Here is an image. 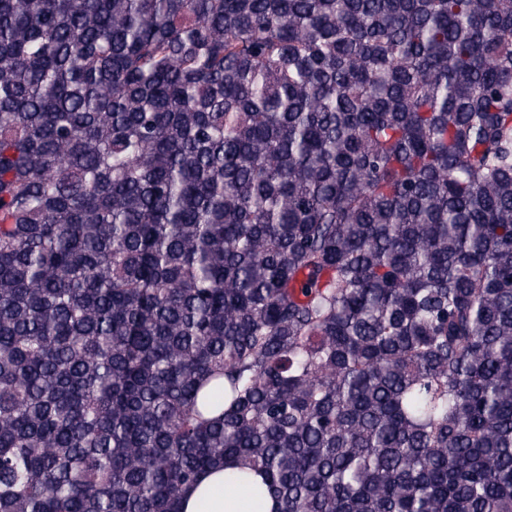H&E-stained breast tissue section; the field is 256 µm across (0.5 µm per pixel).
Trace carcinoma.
<instances>
[{
    "mask_svg": "<svg viewBox=\"0 0 512 512\" xmlns=\"http://www.w3.org/2000/svg\"><path fill=\"white\" fill-rule=\"evenodd\" d=\"M512 512V0H0V512ZM236 470L208 469L187 487L180 498L179 512H273L274 501L265 492L261 476L251 475V484L232 487L226 482Z\"/></svg>",
    "mask_w": 512,
    "mask_h": 512,
    "instance_id": "cac0c4a2",
    "label": "carcinoma"
}]
</instances>
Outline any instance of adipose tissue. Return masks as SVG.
I'll list each match as a JSON object with an SVG mask.
<instances>
[{"label":"adipose tissue","mask_w":512,"mask_h":512,"mask_svg":"<svg viewBox=\"0 0 512 512\" xmlns=\"http://www.w3.org/2000/svg\"><path fill=\"white\" fill-rule=\"evenodd\" d=\"M227 475L221 468L203 472L183 491L179 512H272L274 502L260 476H252L247 486L232 487L226 482Z\"/></svg>","instance_id":"obj_1"}]
</instances>
